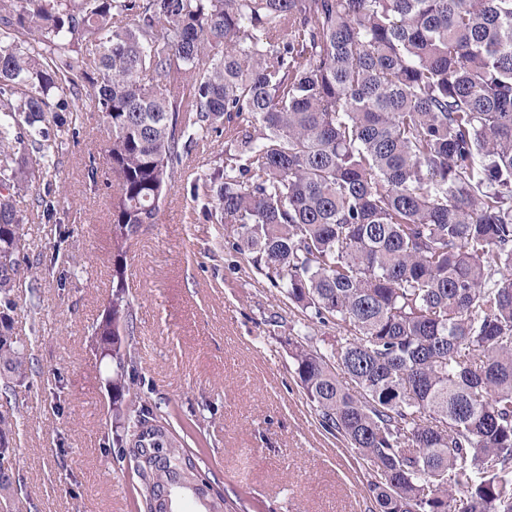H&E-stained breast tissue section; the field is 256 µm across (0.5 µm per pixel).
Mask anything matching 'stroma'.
<instances>
[{
    "label": "stroma",
    "mask_w": 512,
    "mask_h": 512,
    "mask_svg": "<svg viewBox=\"0 0 512 512\" xmlns=\"http://www.w3.org/2000/svg\"><path fill=\"white\" fill-rule=\"evenodd\" d=\"M64 137L50 222L24 224L13 334L36 376L0 417L16 424L19 485L10 512H136V476L104 452L112 440L111 362L92 328L112 291L113 175L98 113ZM224 158V140L197 142L156 224L132 239L126 286L137 327V388L173 424L195 425L206 473L247 512H373L372 472L318 424L289 354L294 311L213 224L188 191Z\"/></svg>",
    "instance_id": "obj_1"
}]
</instances>
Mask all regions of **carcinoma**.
<instances>
[{"mask_svg": "<svg viewBox=\"0 0 512 512\" xmlns=\"http://www.w3.org/2000/svg\"><path fill=\"white\" fill-rule=\"evenodd\" d=\"M110 131L112 446L137 512H229L202 452L131 392L125 259L190 187L307 318L288 339L320 425L374 472L379 512H512V0H0V395L37 374L13 336L26 219H51L57 138ZM336 345H313V326ZM0 419V457L12 456Z\"/></svg>", "mask_w": 512, "mask_h": 512, "instance_id": "1", "label": "carcinoma"}]
</instances>
